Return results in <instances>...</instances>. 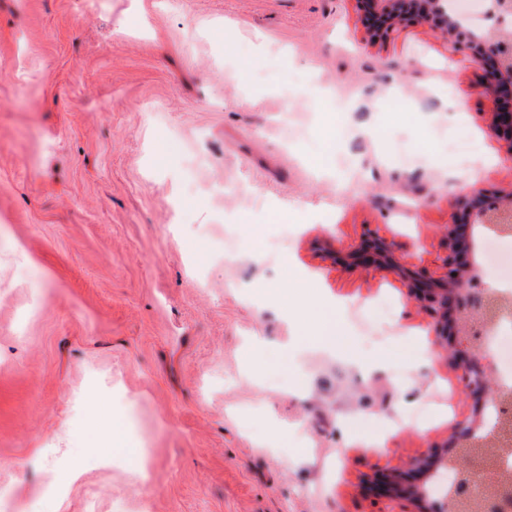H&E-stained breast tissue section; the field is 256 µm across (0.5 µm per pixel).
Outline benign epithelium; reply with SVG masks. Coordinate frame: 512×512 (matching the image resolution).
<instances>
[{
	"label": "benign epithelium",
	"mask_w": 512,
	"mask_h": 512,
	"mask_svg": "<svg viewBox=\"0 0 512 512\" xmlns=\"http://www.w3.org/2000/svg\"><path fill=\"white\" fill-rule=\"evenodd\" d=\"M374 21L376 35H389L403 23L412 21L438 33L448 44V57L464 48L469 63L487 75L485 94L498 103L491 122L493 134L507 142L512 152V0H487V13L497 19L492 25L478 18L463 17L449 5L450 0H358ZM512 222V191L489 195L474 186L458 202L446 233L447 253L439 258L438 270L412 269L400 262L404 244L394 238L366 233L345 250L328 252L332 262L360 267L373 274H396L407 295L423 304L432 323L429 334L435 346L450 350L458 371V390L475 399L469 415L457 419L450 438L433 443L421 455L403 461L385 471H377L370 487L383 507L378 512H471L473 502L455 492L437 499L430 491L434 475L452 465L462 483L480 484L499 472L502 460L512 455V425L503 422L494 434L475 442L466 450L462 444L484 423L491 403L501 393L492 385L486 371L488 353L470 339L472 322L478 319L481 298L478 287V253L481 234L486 227ZM488 494L501 498L495 507L509 506L512 479L495 481Z\"/></svg>",
	"instance_id": "1"
}]
</instances>
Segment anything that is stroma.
<instances>
[{
	"mask_svg": "<svg viewBox=\"0 0 512 512\" xmlns=\"http://www.w3.org/2000/svg\"><path fill=\"white\" fill-rule=\"evenodd\" d=\"M483 81L425 26L372 39L359 0H0L9 512H373V471L473 403L400 279L327 253L370 229L435 270L464 186L512 190ZM352 130L374 153L359 171ZM232 183L247 195L211 192ZM307 291L356 310L390 297L398 339L368 346L347 320L322 344ZM436 390L451 412L429 407Z\"/></svg>",
	"mask_w": 512,
	"mask_h": 512,
	"instance_id": "1",
	"label": "stroma"
}]
</instances>
